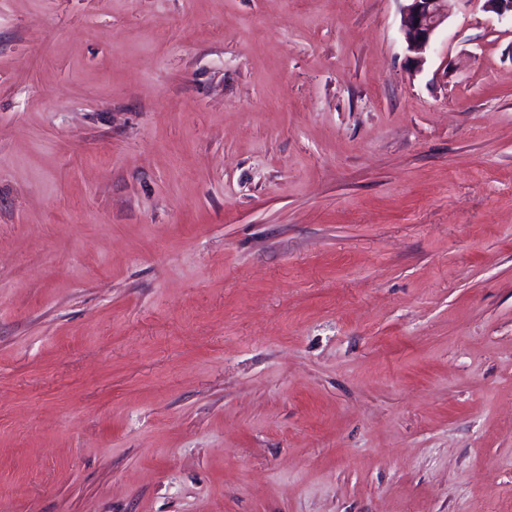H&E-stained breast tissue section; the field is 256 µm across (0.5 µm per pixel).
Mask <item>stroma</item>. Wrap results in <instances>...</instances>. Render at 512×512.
I'll use <instances>...</instances> for the list:
<instances>
[{
	"mask_svg": "<svg viewBox=\"0 0 512 512\" xmlns=\"http://www.w3.org/2000/svg\"><path fill=\"white\" fill-rule=\"evenodd\" d=\"M0 0V512H512V16ZM402 33L406 50L423 61L436 30L448 18L447 0H402Z\"/></svg>",
	"mask_w": 512,
	"mask_h": 512,
	"instance_id": "35a3bbf8",
	"label": "stroma"
}]
</instances>
